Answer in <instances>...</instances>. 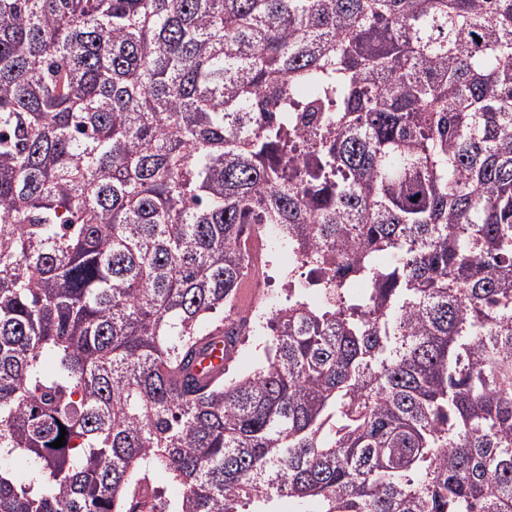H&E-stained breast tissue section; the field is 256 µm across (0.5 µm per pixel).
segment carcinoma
Wrapping results in <instances>:
<instances>
[{
	"label": "carcinoma",
	"mask_w": 512,
	"mask_h": 512,
	"mask_svg": "<svg viewBox=\"0 0 512 512\" xmlns=\"http://www.w3.org/2000/svg\"><path fill=\"white\" fill-rule=\"evenodd\" d=\"M0 512H512V0H0ZM241 248L249 260L250 277L252 288H256V297L260 296L261 289L265 284V246L262 240L256 236L254 231H244L241 237Z\"/></svg>",
	"instance_id": "cac0c4a2"
}]
</instances>
